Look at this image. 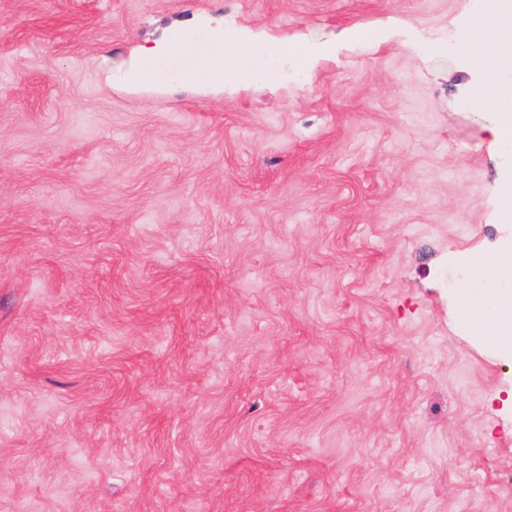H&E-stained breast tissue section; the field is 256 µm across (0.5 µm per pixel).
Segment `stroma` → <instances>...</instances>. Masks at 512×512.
Wrapping results in <instances>:
<instances>
[{"instance_id": "stroma-1", "label": "stroma", "mask_w": 512, "mask_h": 512, "mask_svg": "<svg viewBox=\"0 0 512 512\" xmlns=\"http://www.w3.org/2000/svg\"><path fill=\"white\" fill-rule=\"evenodd\" d=\"M500 2L0 0V512H512ZM509 18V11H501L500 15L483 22L484 62L491 69L501 71L512 69V40L501 37L500 31L507 29L504 24ZM497 259L490 262L482 271L481 274L486 277H493L496 275L497 279L503 281L512 280V248L503 249L498 254ZM498 266V271H497ZM497 271V274H496ZM489 296L491 301L483 311L486 330L495 338L505 336L503 340L512 343V291L496 290Z\"/></svg>"}]
</instances>
